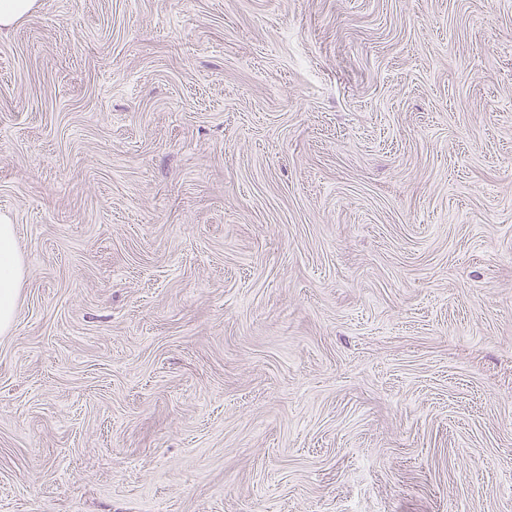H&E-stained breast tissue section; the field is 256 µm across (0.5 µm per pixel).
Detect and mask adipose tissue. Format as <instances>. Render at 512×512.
Masks as SVG:
<instances>
[{
  "instance_id": "obj_1",
  "label": "adipose tissue",
  "mask_w": 512,
  "mask_h": 512,
  "mask_svg": "<svg viewBox=\"0 0 512 512\" xmlns=\"http://www.w3.org/2000/svg\"><path fill=\"white\" fill-rule=\"evenodd\" d=\"M26 267L16 245L14 226L0 216V334L11 332L15 324L19 288Z\"/></svg>"
}]
</instances>
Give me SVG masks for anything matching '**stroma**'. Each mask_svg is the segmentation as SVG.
<instances>
[{"label":"stroma","mask_w":512,"mask_h":512,"mask_svg":"<svg viewBox=\"0 0 512 512\" xmlns=\"http://www.w3.org/2000/svg\"><path fill=\"white\" fill-rule=\"evenodd\" d=\"M1 213L0 512H512V0H38ZM26 267L16 245L14 224L7 216H0V334L6 335L14 327L19 288Z\"/></svg>","instance_id":"35a3bbf8"}]
</instances>
